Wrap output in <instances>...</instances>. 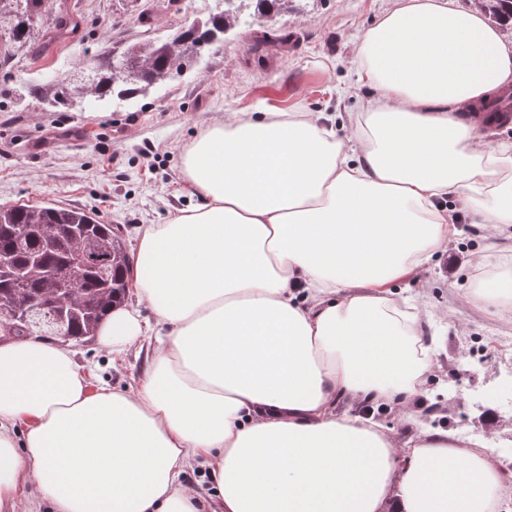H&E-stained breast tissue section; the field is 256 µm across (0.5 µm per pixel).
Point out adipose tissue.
I'll list each match as a JSON object with an SVG mask.
<instances>
[{"instance_id":"obj_1","label":"adipose tissue","mask_w":512,"mask_h":512,"mask_svg":"<svg viewBox=\"0 0 512 512\" xmlns=\"http://www.w3.org/2000/svg\"><path fill=\"white\" fill-rule=\"evenodd\" d=\"M353 57L377 94L349 136L320 112H232L186 148L201 202L146 225L138 303L96 334L116 355L152 345L137 385L89 392L59 343L0 338V504L495 512L491 451L442 430L402 442L336 406L418 393L434 341L393 287L457 236L442 199L512 233V141L461 116L512 88V41L478 7L396 0ZM191 467L210 495L183 482Z\"/></svg>"}]
</instances>
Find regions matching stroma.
Here are the masks:
<instances>
[{
  "label": "stroma",
  "mask_w": 512,
  "mask_h": 512,
  "mask_svg": "<svg viewBox=\"0 0 512 512\" xmlns=\"http://www.w3.org/2000/svg\"><path fill=\"white\" fill-rule=\"evenodd\" d=\"M77 14L75 36L42 43L39 52L0 59V206L76 207L118 227L128 256H136L143 225L166 223L199 197L182 176L185 147L227 112L306 110L336 118L360 111L370 87L357 84L352 47L395 0H288L278 13L228 29L181 74L158 81L128 103L88 101L52 110L21 99L16 88L77 73L87 56L120 52L161 40L182 26L208 21L215 0H65ZM270 44L255 50L257 36ZM287 46H277L280 35ZM458 236L415 276L397 283L431 316L424 333L438 351L421 394L406 412L375 407L373 416L399 440L426 429L467 432L498 458L512 456V349H493L512 337V303L483 305L472 298L474 254L512 263V237L489 234L456 198ZM93 385L136 384L146 351L116 356L95 339L70 342Z\"/></svg>",
  "instance_id": "stroma-1"
}]
</instances>
